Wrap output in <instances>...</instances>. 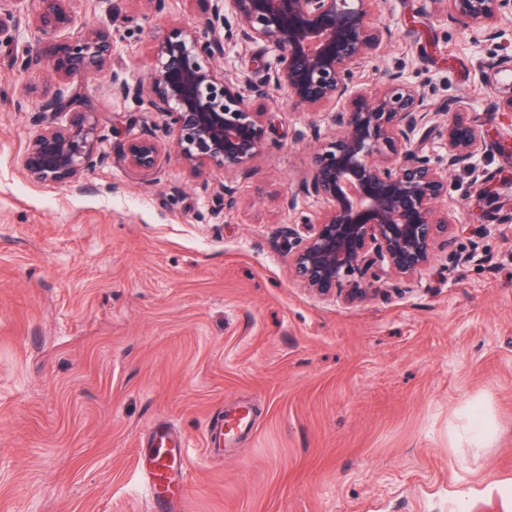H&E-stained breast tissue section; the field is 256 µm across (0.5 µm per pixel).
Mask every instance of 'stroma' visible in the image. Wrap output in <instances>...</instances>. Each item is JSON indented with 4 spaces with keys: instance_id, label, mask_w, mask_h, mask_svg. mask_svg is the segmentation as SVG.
<instances>
[{
    "instance_id": "obj_1",
    "label": "stroma",
    "mask_w": 512,
    "mask_h": 512,
    "mask_svg": "<svg viewBox=\"0 0 512 512\" xmlns=\"http://www.w3.org/2000/svg\"><path fill=\"white\" fill-rule=\"evenodd\" d=\"M70 7L62 39L113 37L108 73L84 83L104 127L84 190L23 168L40 131L31 110L55 78L13 68L40 50L28 24L0 46V512H145L137 451L157 420L190 446L186 512H453L473 488L512 480V118L477 73L497 46H477L430 0H384L378 20L396 37L367 84L399 72L433 106L467 101L501 195L498 232L474 238L482 207L455 169L440 208L482 261L452 274L436 262L418 288L345 304L293 280L281 238L321 209L288 199L324 113L276 92L234 209L217 200L223 172L192 176L176 154L141 177L112 150L157 116L113 96L112 80L145 78L153 38L200 24L207 4ZM275 58L228 42L216 66L244 82ZM242 406L251 429L206 451L207 428Z\"/></svg>"
}]
</instances>
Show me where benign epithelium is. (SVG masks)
Instances as JSON below:
<instances>
[{
    "label": "benign epithelium",
    "mask_w": 512,
    "mask_h": 512,
    "mask_svg": "<svg viewBox=\"0 0 512 512\" xmlns=\"http://www.w3.org/2000/svg\"><path fill=\"white\" fill-rule=\"evenodd\" d=\"M70 0H41L27 18L43 36L39 54L14 59L21 69L40 63L58 78L54 93L42 99L33 119L41 132L29 144L23 166L39 181L75 183L104 158L98 112L76 81L99 76L112 62V34L87 29L76 39L58 34L74 23ZM382 0H212L200 27L175 28L156 40L148 80L112 81V92L161 117L140 135L121 140L115 156L128 169L148 177L162 155L175 151L193 172L224 171L220 198L237 203L238 186L255 173L267 127L262 102L283 90L295 105L325 111L331 135L312 127L311 166L297 185V197L324 203L317 220L288 227V257L294 278L318 295L353 303L381 291L414 288L436 260L448 274L478 259L477 248H453L463 225L448 219L438 203L448 194V173L470 171L477 200L496 196L478 162L483 136L467 122L460 99L438 111L429 92L395 73L373 94L363 83L377 53L395 38L377 22ZM446 7L448 19L488 42L512 41V0H432ZM21 15L0 7V44L15 40ZM224 36H217L218 31ZM262 42L277 51L258 83L240 85L215 67L224 41ZM481 83L492 90L500 112L512 115V54L481 66ZM65 114L64 124L57 117ZM443 154L424 150L432 135Z\"/></svg>",
    "instance_id": "obj_1"
}]
</instances>
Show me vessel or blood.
I'll list each match as a JSON object with an SVG mask.
<instances>
[{
    "label": "vessel or blood",
    "mask_w": 512,
    "mask_h": 512,
    "mask_svg": "<svg viewBox=\"0 0 512 512\" xmlns=\"http://www.w3.org/2000/svg\"><path fill=\"white\" fill-rule=\"evenodd\" d=\"M248 415L226 420L207 431V447L223 443L227 434L249 426ZM190 456L186 444L178 439L164 423H156L149 430V439L140 449L137 469L150 493L151 512H183L184 486ZM512 507V494L493 490L479 503L480 512H507Z\"/></svg>",
    "instance_id": "vessel-or-blood-1"
}]
</instances>
